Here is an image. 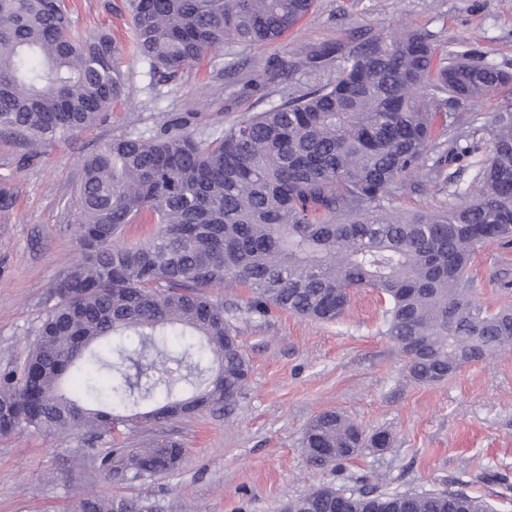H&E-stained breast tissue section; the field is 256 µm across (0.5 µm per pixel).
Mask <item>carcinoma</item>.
I'll use <instances>...</instances> for the list:
<instances>
[{
	"instance_id": "cac0c4a2",
	"label": "carcinoma",
	"mask_w": 512,
	"mask_h": 512,
	"mask_svg": "<svg viewBox=\"0 0 512 512\" xmlns=\"http://www.w3.org/2000/svg\"><path fill=\"white\" fill-rule=\"evenodd\" d=\"M314 0H130L134 49L155 72L233 44L273 43ZM107 33H73L60 0H0V127L31 145L65 140L122 102L124 76ZM340 59L336 77L202 140L188 131L114 137L81 160L75 233L80 255L53 286L19 367L0 370V436H112L199 408L229 410L249 367L224 304L208 290L241 285L251 313L269 307L316 321L346 311L352 290L385 303L389 336L417 383L443 382L512 346V310L491 311L467 272L487 242L512 238V111L482 128L485 158L459 201L397 214L393 187L439 179L438 150L463 162L462 127L438 125L450 99L479 102L509 74L472 50L436 60L420 32L353 35L295 62ZM448 99H442V96ZM154 228L139 240L127 227ZM334 412L318 415L306 451L335 468L360 449L386 448ZM164 435L114 448L117 483L180 465ZM492 512L464 488L425 493L317 487L282 512ZM79 512H166L127 495L90 493Z\"/></svg>"
}]
</instances>
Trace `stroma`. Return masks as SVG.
Returning <instances> with one entry per match:
<instances>
[{
  "instance_id": "1",
  "label": "stroma",
  "mask_w": 512,
  "mask_h": 512,
  "mask_svg": "<svg viewBox=\"0 0 512 512\" xmlns=\"http://www.w3.org/2000/svg\"><path fill=\"white\" fill-rule=\"evenodd\" d=\"M80 34H112L125 98L96 126L29 149L0 129V370L20 363L39 321L53 305L51 287L78 257L75 187L82 157L112 137L182 128L205 139L234 122L327 82L335 64L300 68L280 79L284 62L349 34L412 28L438 56L475 47L486 62L512 72V0H316L281 40L236 45L239 62L224 74V53L187 66L175 78L151 72L133 50L126 0H65ZM512 105V82L491 97L448 105L439 120L466 117L474 128ZM441 165V164H440ZM441 180L395 186L390 205L401 212L448 207L452 190L473 171L441 165ZM478 298L512 307V246L480 250L470 268ZM223 302L250 363L243 395L228 413L201 411L159 430L186 450L176 472L118 484L99 463L112 442L77 433L65 439L18 432L0 437V512H74L88 492L140 495L180 512H279L286 499L319 486L344 492L423 493L468 486L496 512H512V495L477 481L494 471L512 477V349L466 365L448 380L420 385L384 334V303L366 289L333 322L273 309L248 313V289H210ZM339 412L366 433L387 432L386 449L365 448L341 469L318 466L304 450L305 431L320 412Z\"/></svg>"
}]
</instances>
